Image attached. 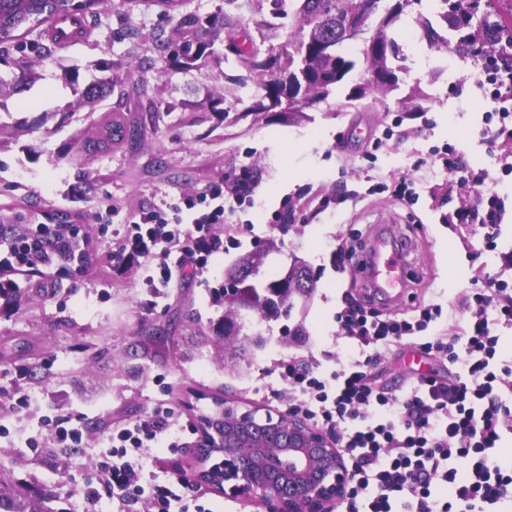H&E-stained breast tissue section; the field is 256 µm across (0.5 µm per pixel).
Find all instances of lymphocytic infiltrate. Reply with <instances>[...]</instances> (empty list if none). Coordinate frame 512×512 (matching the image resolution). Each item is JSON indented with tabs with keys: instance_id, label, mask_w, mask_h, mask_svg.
<instances>
[{
	"instance_id": "f902f5d3",
	"label": "lymphocytic infiltrate",
	"mask_w": 512,
	"mask_h": 512,
	"mask_svg": "<svg viewBox=\"0 0 512 512\" xmlns=\"http://www.w3.org/2000/svg\"><path fill=\"white\" fill-rule=\"evenodd\" d=\"M477 85L496 122L494 137H512V65H481ZM256 189L244 169L173 211L140 212L112 258H147L145 279L155 287L202 276L210 258L224 251L213 225L254 207ZM504 210L493 196L477 205L464 201L448 221L484 229L491 246ZM462 312L454 332L431 336L427 329L441 314L437 305L408 319L383 320L366 303L349 299L336 321L356 356L318 375L294 359L278 364V377L293 395L291 412L331 432L344 450L351 483L339 512H503L512 505V468L491 454L512 433V366L495 363L498 330L512 326V286L487 276L485 287L465 298ZM405 345L448 362L447 379L425 374L399 392L379 384L372 366ZM172 415L161 406L111 430L107 448L95 455L94 475L75 487L82 512H97L104 498L117 512L140 502L152 512H213L189 481L147 467L150 449L177 451L195 431L190 424L173 426ZM85 426L82 413L46 418L42 437L27 446L35 457L49 448L81 447Z\"/></svg>"
}]
</instances>
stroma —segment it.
Instances as JSON below:
<instances>
[{
	"instance_id": "stroma-1",
	"label": "stroma",
	"mask_w": 512,
	"mask_h": 512,
	"mask_svg": "<svg viewBox=\"0 0 512 512\" xmlns=\"http://www.w3.org/2000/svg\"><path fill=\"white\" fill-rule=\"evenodd\" d=\"M296 8L297 0H285L278 10L272 0H183L166 13L152 0H109L83 43L43 59L42 80L8 100L0 122H30L73 101L64 70L78 71L84 85L96 76L99 61L121 64L111 98L78 108L72 124L43 143L38 160L25 151L33 140L29 134L0 149V224L13 223L20 213L38 217L60 207L76 214L90 235L81 273L26 279L22 301L0 310V479L33 480L74 512L69 478L91 473L90 451L106 439L111 424L159 403L174 408L180 422L193 424L218 400L244 410L286 412L288 390L272 374L277 363L297 357L322 369L348 352L336 313L344 298H360L363 288L354 284L352 272L331 269L330 252L341 238L363 256L372 225L395 224L418 245L414 294L384 310L383 318L401 319L436 304L442 316L429 331L450 332L462 318L461 301L482 287L485 274L512 283V266L504 262L505 253H512V174L499 163L512 156V138L487 146V106L474 83L481 57L430 48L415 22L418 12H429L425 2L407 7L394 27L406 68L401 90L416 86L424 93L407 109L393 110L392 97L382 95L372 107L349 106L351 84L369 77L360 66L347 84L290 123L277 117L233 123L220 112L198 118L191 112L141 111L143 100L201 103L221 97L240 74L225 62L219 39L203 66L138 71L141 58L155 55L158 32L178 39L182 14L203 18L224 11L237 27L268 33L279 44L297 30ZM118 107L127 122L140 126L138 142L91 158L76 149L58 158L72 135L92 134ZM447 145L468 166L487 169L488 178L449 185L435 156ZM244 166L258 182L255 206L247 210L246 224L215 225L217 235L239 243L212 258L204 280L171 282L156 297L144 284V258L113 265L128 216L196 196ZM401 177L413 182L415 204L394 196L393 184ZM493 194L504 200L506 212L491 250L481 236L449 224L448 213L459 199L476 203ZM323 199L329 206L322 211ZM284 203L295 219L282 230L269 219ZM267 242L273 250L258 282L280 277L299 261L311 270L313 289L306 307L294 308L290 318L252 317L245 330L261 332L264 345L244 356L218 342L215 328L226 307L214 302L212 290L241 255ZM39 285L46 295L36 294ZM158 374L166 376L167 387L155 385ZM18 389L32 395L28 408H17ZM79 397L109 411L105 417L89 415L86 449L30 456L24 441L42 432L43 415L69 413Z\"/></svg>"
}]
</instances>
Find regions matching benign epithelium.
<instances>
[{
	"label": "benign epithelium",
	"mask_w": 512,
	"mask_h": 512,
	"mask_svg": "<svg viewBox=\"0 0 512 512\" xmlns=\"http://www.w3.org/2000/svg\"><path fill=\"white\" fill-rule=\"evenodd\" d=\"M380 8V0H358L359 20L345 22L336 41L321 46L323 53L338 56L341 43L366 42V19ZM264 260L259 247L234 276L253 278ZM200 424L196 483L257 499L266 512H331L347 492L350 474L336 439L290 413L261 417L256 409L226 405Z\"/></svg>",
	"instance_id": "benign-epithelium-1"
}]
</instances>
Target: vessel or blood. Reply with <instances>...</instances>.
Instances as JSON below:
<instances>
[{"label": "vessel or blood", "instance_id": "b4317fda", "mask_svg": "<svg viewBox=\"0 0 512 512\" xmlns=\"http://www.w3.org/2000/svg\"><path fill=\"white\" fill-rule=\"evenodd\" d=\"M414 247L411 240L392 226H378L371 252L358 269L370 281L369 293L375 302L390 305L406 294L408 258Z\"/></svg>", "mask_w": 512, "mask_h": 512}]
</instances>
